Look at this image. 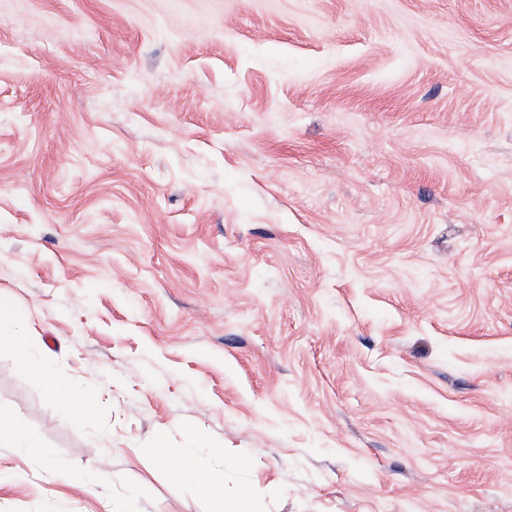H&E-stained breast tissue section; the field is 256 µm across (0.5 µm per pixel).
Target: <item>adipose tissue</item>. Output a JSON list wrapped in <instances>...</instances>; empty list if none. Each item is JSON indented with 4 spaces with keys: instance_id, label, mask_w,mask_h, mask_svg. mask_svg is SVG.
<instances>
[{
    "instance_id": "1",
    "label": "adipose tissue",
    "mask_w": 512,
    "mask_h": 512,
    "mask_svg": "<svg viewBox=\"0 0 512 512\" xmlns=\"http://www.w3.org/2000/svg\"><path fill=\"white\" fill-rule=\"evenodd\" d=\"M0 347L13 352L18 368L35 372L46 397L62 402L73 419H81L96 404L99 396L97 390L74 392L51 371L35 370L27 336L26 314L21 308L1 297ZM0 441L9 443L18 454L26 458L38 459L42 456L38 437L21 417L0 414ZM154 447L165 465L180 478L194 484L216 501H223L224 474L210 468L207 456L192 447L181 449L177 455H170L166 448V437L162 434L156 437Z\"/></svg>"
}]
</instances>
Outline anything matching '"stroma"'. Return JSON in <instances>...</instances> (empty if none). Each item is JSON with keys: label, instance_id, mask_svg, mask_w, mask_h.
I'll return each mask as SVG.
<instances>
[{"label": "stroma", "instance_id": "obj_1", "mask_svg": "<svg viewBox=\"0 0 512 512\" xmlns=\"http://www.w3.org/2000/svg\"><path fill=\"white\" fill-rule=\"evenodd\" d=\"M0 296V512H512V0H0ZM0 347H6L12 351L18 368L36 375L46 397L61 401L74 420H80L96 404L99 396L97 390L71 391L51 371L34 368L27 336L26 314L21 308L2 297H0ZM2 440L9 443L18 454L26 458L40 459L42 457L38 437L21 417L0 414V444ZM166 436L158 435L154 447L167 467L173 470L180 478L198 487L203 493L216 499L219 510H224V471H214L209 466L207 456L198 452L197 448H181L180 452L172 456L166 448Z\"/></svg>", "mask_w": 512, "mask_h": 512}]
</instances>
